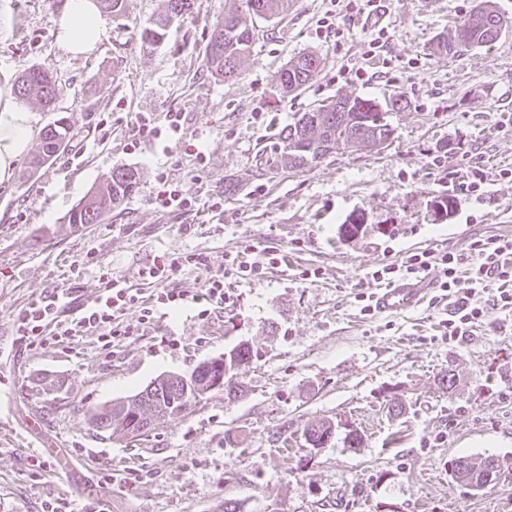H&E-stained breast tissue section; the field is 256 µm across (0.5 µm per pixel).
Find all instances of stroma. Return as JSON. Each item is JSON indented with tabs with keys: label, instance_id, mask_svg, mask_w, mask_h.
I'll use <instances>...</instances> for the list:
<instances>
[{
	"label": "stroma",
	"instance_id": "1",
	"mask_svg": "<svg viewBox=\"0 0 512 512\" xmlns=\"http://www.w3.org/2000/svg\"><path fill=\"white\" fill-rule=\"evenodd\" d=\"M66 4L0 0V93L28 67L48 72L51 109H21L35 133L59 116L73 133L50 165L31 171L23 155L0 183V512H41L51 496L106 512H222L228 499L239 512H512V313L490 310L452 343L444 305L368 316L358 300L375 290L366 279L374 266L512 235V180L476 197L448 179L469 161L512 167V31L451 56L436 40L475 0H378L373 22L351 0H294L256 21L251 54L224 81L207 69L205 47L242 0H196L151 51L140 29L167 0H125L123 15L102 13L99 42L77 57L57 40ZM325 16L334 28L320 36ZM378 35L381 52L367 58ZM309 51L320 70L301 92L280 94L281 70ZM347 63L366 69L369 82H336ZM341 95L403 97L406 108L389 115L392 144L285 167L282 130ZM170 112L184 115L175 136ZM197 150L206 161L194 180ZM118 167L139 170V189L102 223L69 224L71 208ZM160 172L185 184L194 212L158 211ZM442 194L455 201L446 218L432 206ZM215 196L223 214L209 208ZM352 214L364 226L340 238ZM248 244L281 250L284 264L263 280L232 283L208 318L191 309L157 315L110 355L92 336L38 350L14 340L18 310L51 281L71 280L86 252L96 263L75 279L83 303L100 291V268L130 279L157 256L192 250L217 269ZM308 267L323 279L301 280ZM241 343L255 356L235 371L239 394L212 392L135 439L89 423L90 413L157 376L189 373ZM447 372L449 390L439 383ZM394 396L404 404L397 417L388 412ZM322 419L357 429L361 446L337 438L310 450L302 431ZM46 448L62 449L87 488L71 487L51 465L33 476L30 457ZM488 455L502 464L496 484L475 493L453 480V460ZM107 470L117 474L109 484ZM135 474L142 481L128 488Z\"/></svg>",
	"mask_w": 512,
	"mask_h": 512
}]
</instances>
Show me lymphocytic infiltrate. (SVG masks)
Masks as SVG:
<instances>
[{"label": "lymphocytic infiltrate", "mask_w": 512, "mask_h": 512, "mask_svg": "<svg viewBox=\"0 0 512 512\" xmlns=\"http://www.w3.org/2000/svg\"><path fill=\"white\" fill-rule=\"evenodd\" d=\"M283 260L275 248L247 245L226 254L223 267L215 270L203 253L170 252L138 269V279L151 288L146 295L103 268L99 271L101 290L94 300L76 305L74 315H67L66 308L74 300L72 290L65 284L51 283L46 292L19 309L13 320L14 336L33 349L93 336L102 349L111 350L151 324L159 310L191 305L197 308L199 317L208 316L213 307L223 306L227 279L261 280L266 270ZM434 266L441 269V298L452 305L447 320L449 339L466 336L485 320L489 308L512 312V237L473 240L465 253L425 248L408 253L400 263L378 265L368 271L367 277L375 285L386 287L401 279L419 277ZM184 269L204 273L200 293L174 286L176 273ZM485 293L490 294V302H482Z\"/></svg>", "instance_id": "f902f5d3"}]
</instances>
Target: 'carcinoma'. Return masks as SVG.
<instances>
[{"label":"carcinoma","mask_w":512,"mask_h":512,"mask_svg":"<svg viewBox=\"0 0 512 512\" xmlns=\"http://www.w3.org/2000/svg\"><path fill=\"white\" fill-rule=\"evenodd\" d=\"M195 0H168L167 14L144 26L141 44L153 48L161 44L170 23L191 11ZM289 0H246L250 15L268 19L285 12ZM512 22L504 18L494 6L493 0H478L471 13L458 22L451 36L437 42V48L456 55L496 42ZM255 27L240 22L235 16H227L214 26L206 48V66L211 73L224 79L238 75L241 60L251 52ZM322 58L315 53H305L281 71L279 83L287 92H295L305 86L321 67ZM54 76L38 68L29 67L13 86L14 96L23 102H36L44 108L54 100ZM406 107V101L393 96L381 102L360 96H340L329 103H321L298 115L282 132V160L292 169H303L328 154L354 149L362 145L383 146L391 143L393 128L389 113ZM71 139V127L66 118L60 117L49 123L41 136L38 154L33 158L32 171L36 172L52 161ZM140 173L132 167L112 170L106 183L87 195L86 202H79L69 212V224H99L124 199L137 191ZM364 223L361 215L349 216L339 227L345 238L356 236ZM253 349L239 344L226 352V358H213L203 371L194 377L178 374L160 375L144 389L133 395L134 404L120 401L105 405L93 413V425L97 431L107 433L118 427L127 435L135 431L141 436L149 433L154 422L177 416L196 400L193 388L185 387V380L194 381L204 390L224 378V389L233 392V371L250 362ZM335 435V426L329 421L308 425L302 437L308 448L326 447ZM500 467L493 457H460L451 464L453 479L467 489H484L483 477L490 465Z\"/></svg>","instance_id":"cac0c4a2"}]
</instances>
